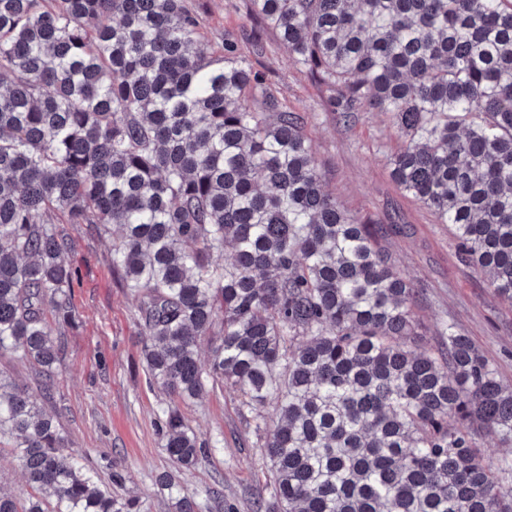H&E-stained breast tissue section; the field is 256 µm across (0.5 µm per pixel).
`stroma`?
Masks as SVG:
<instances>
[{
    "label": "stroma",
    "mask_w": 512,
    "mask_h": 512,
    "mask_svg": "<svg viewBox=\"0 0 512 512\" xmlns=\"http://www.w3.org/2000/svg\"><path fill=\"white\" fill-rule=\"evenodd\" d=\"M185 4L199 19L201 49L212 50L227 39L237 42L246 62L264 71L289 108L300 112L327 190L350 215L374 227L378 247L420 287L416 347L437 348L444 329L454 327L470 336L501 381L512 385V302L497 295L465 260L451 226L393 182L389 159L401 139L389 114L367 110L350 126L338 124L326 109L329 90L294 63L275 32L263 30L266 51L253 54L248 0ZM65 230L74 240L69 261L78 273L72 290L76 317L61 338L55 388L44 395L38 373L16 356H0V366L10 369L40 407L59 415L67 446L80 461L102 476L109 466H118L142 512H170L156 477L173 467L157 431L171 400L150 383L143 363L147 336L139 303L112 271L111 240L84 226L69 224ZM180 410L199 440L213 449L181 480L177 495L199 497L215 487L236 512H254L256 499L270 488L265 438L255 421L274 426L275 408L255 417L243 408L236 387L218 383Z\"/></svg>",
    "instance_id": "stroma-1"
}]
</instances>
